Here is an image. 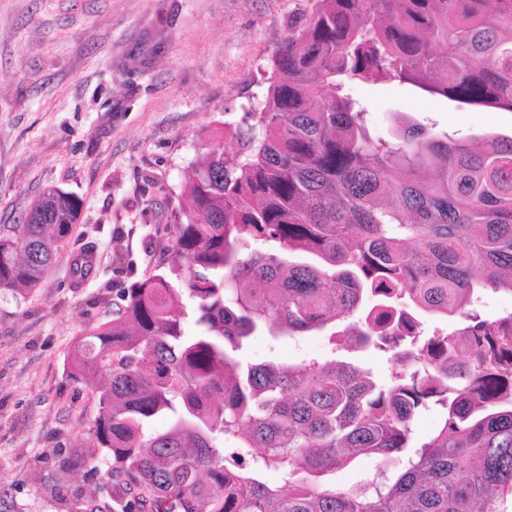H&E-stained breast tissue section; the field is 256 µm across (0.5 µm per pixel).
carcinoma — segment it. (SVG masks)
<instances>
[{
	"instance_id": "1",
	"label": "carcinoma",
	"mask_w": 512,
	"mask_h": 512,
	"mask_svg": "<svg viewBox=\"0 0 512 512\" xmlns=\"http://www.w3.org/2000/svg\"><path fill=\"white\" fill-rule=\"evenodd\" d=\"M392 82L463 111H512V0H310L288 22L238 148L214 140L186 169L170 262L77 340L69 376L101 382L98 448L147 512L512 502V314L470 309L486 290L512 295V135L409 126L375 137L351 89ZM80 208L49 189L23 223L0 226V290L41 282ZM376 306L465 326L403 334L374 320ZM311 331L384 351L397 371L380 385L346 360L237 356L259 333ZM432 406L442 422L418 442L414 418ZM361 456L392 474L336 487V470Z\"/></svg>"
}]
</instances>
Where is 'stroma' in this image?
<instances>
[{
    "label": "stroma",
    "mask_w": 512,
    "mask_h": 512,
    "mask_svg": "<svg viewBox=\"0 0 512 512\" xmlns=\"http://www.w3.org/2000/svg\"><path fill=\"white\" fill-rule=\"evenodd\" d=\"M309 0H0V225L44 191L82 201L54 268L0 290V512H134L139 490L99 461L98 400L65 362L125 287L165 262L186 168L262 98L263 69ZM373 136L396 114L460 137L512 133V112L459 111L397 84L355 88ZM90 276L71 274L82 254ZM253 362L330 359L326 336L254 337Z\"/></svg>",
    "instance_id": "obj_1"
}]
</instances>
